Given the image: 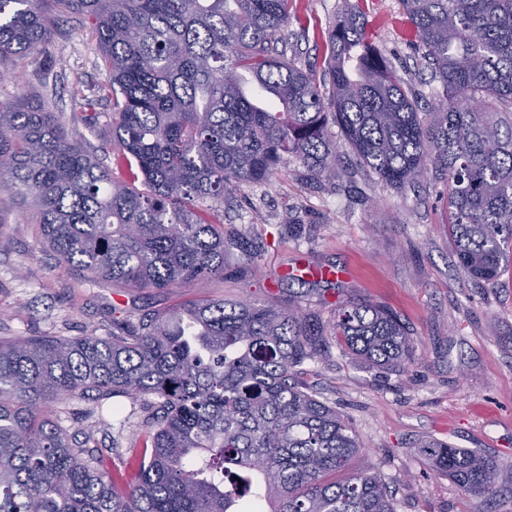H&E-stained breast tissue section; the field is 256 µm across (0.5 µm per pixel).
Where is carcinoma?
<instances>
[{
	"label": "carcinoma",
	"mask_w": 512,
	"mask_h": 512,
	"mask_svg": "<svg viewBox=\"0 0 512 512\" xmlns=\"http://www.w3.org/2000/svg\"><path fill=\"white\" fill-rule=\"evenodd\" d=\"M361 0L327 33L329 91L273 46L297 0H0V63L39 55L56 22L83 17L108 73L112 142L139 179L70 141L50 102L0 101V194L30 206L43 245L90 281L129 291L224 277V206L240 186L295 162L340 177L336 136L361 166L401 189L435 166L448 181L459 267L493 286L512 267V0H399L442 86L428 111L377 50ZM372 368L413 360L390 309L341 305L322 322L293 305L189 301L112 335L0 339V512H394L384 474L343 480L360 451L336 410L296 374L331 341ZM127 396L142 416L119 483L52 403ZM432 466L496 493L479 449L426 440Z\"/></svg>",
	"instance_id": "carcinoma-1"
}]
</instances>
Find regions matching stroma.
Masks as SVG:
<instances>
[{
  "label": "stroma",
  "mask_w": 512,
  "mask_h": 512,
  "mask_svg": "<svg viewBox=\"0 0 512 512\" xmlns=\"http://www.w3.org/2000/svg\"><path fill=\"white\" fill-rule=\"evenodd\" d=\"M345 0H300L284 30L288 55L322 68L328 29ZM375 41L406 84L433 100L440 85L415 37L405 36L399 0H366ZM107 73L80 17L62 18L45 49L0 100L19 95L52 101L69 138L99 153L112 137V106L88 108L73 82L91 89ZM348 175L336 183L307 180L289 164L272 181L242 187L224 211V276L190 287L146 293L111 283H82L79 271L40 248L27 207L0 195V337L106 336L113 321L157 313L188 300H298L303 312L329 319L339 304L370 300L395 312L407 328L414 361L401 374L365 367L344 346L307 363L300 383L353 428L360 453L351 468L373 465L393 491L396 512H512V270L488 288L458 266L448 237L444 176L397 191L357 168L339 143ZM139 404L89 395L56 404L68 434L93 433L112 462L130 436L112 417ZM437 439L478 448L499 465L491 500L465 493L436 471L420 443Z\"/></svg>",
  "instance_id": "35a3bbf8"
}]
</instances>
